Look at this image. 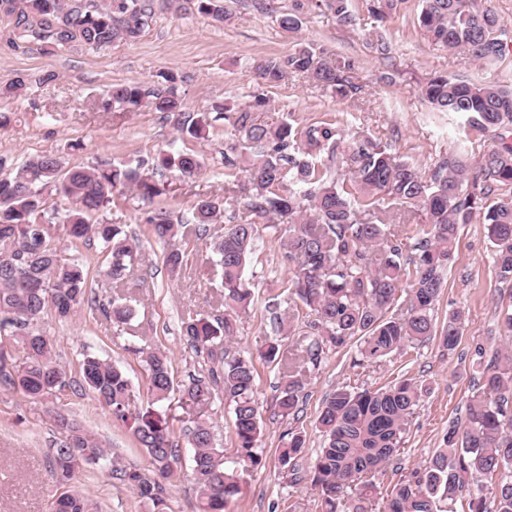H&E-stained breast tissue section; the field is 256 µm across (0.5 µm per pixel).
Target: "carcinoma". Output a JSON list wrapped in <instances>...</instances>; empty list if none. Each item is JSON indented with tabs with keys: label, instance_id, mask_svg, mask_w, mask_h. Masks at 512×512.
I'll return each mask as SVG.
<instances>
[{
	"label": "carcinoma",
	"instance_id": "1",
	"mask_svg": "<svg viewBox=\"0 0 512 512\" xmlns=\"http://www.w3.org/2000/svg\"><path fill=\"white\" fill-rule=\"evenodd\" d=\"M154 0H0L17 12L15 36L25 42L55 47L81 44L100 49L115 42H134L151 17ZM177 8L194 9L219 24L231 19L221 0H167ZM254 10L276 15L279 27L300 31L302 5L290 9L275 0H250ZM351 0H315V7L334 15L343 26L356 24ZM406 0H366L376 21L396 12ZM418 23L432 43L468 54L476 63L494 65L508 44L506 25L485 6V0H420ZM355 62L348 56L323 59L313 47L297 45L283 60H261L255 70L261 83L278 87L288 75L305 77L337 97L362 91L353 81ZM165 92L144 101L133 82L112 85L94 106L104 112H134L143 106L179 117L185 137H205L210 112L224 118L238 132L241 144L224 152L225 189L245 200L246 219L224 226L213 243L211 271L220 288L217 305L224 315L195 316L183 323L182 334L211 362L209 381L192 379L183 395L195 406L210 403L220 388L230 406L236 439L234 456L216 446L213 426L194 421L189 443L193 449L190 479L198 496L199 512H226L240 492V471L260 464L256 449L261 415L256 399L251 359L230 353L236 336V317L254 304L244 276L258 224L280 233V246L289 262L288 308L270 304L272 336L265 358L282 366L277 406L280 415L298 414L302 376L321 361L323 346L344 348L360 341L357 364L377 363L392 354L438 335L453 351L463 335V312L448 314L436 326L433 311L443 290L444 276L454 261L461 225L478 215L486 224L493 268L502 283L512 285V86L496 81L467 82L435 74L421 86V95L436 112L464 122V133H491V148L474 165L450 155L426 175L393 152L389 144L363 132L344 142L328 120L306 128L288 122L267 124L255 110L266 105L258 95L254 104L230 112L220 104L211 111L185 114L175 77L166 76ZM345 163L349 177L328 176L335 160ZM202 162L186 150L163 152L152 161L135 164L74 166L62 170L53 154L29 158L15 173L0 175V339L14 340L23 350L19 364H8L0 350V384L32 398L54 395L66 385L50 338L38 326L47 307L66 322L75 309L87 304L127 324L134 316L132 298L114 296L101 303L87 295L88 271L78 261L59 260L50 247L51 227L67 225L71 241L96 238L107 258L105 275L115 287L124 283L138 260L140 241L123 224L99 222L96 217L120 206L132 195L152 199L162 193L154 180L160 170L191 177ZM55 193L67 201L61 210L48 202ZM419 209L426 223L395 222L393 214ZM221 202L199 197L192 217H178L157 208L146 217L149 235L166 244L181 237L184 244L200 239L221 218ZM172 275L187 270L186 249L175 247L165 256ZM303 306L313 320L299 332L294 308ZM302 335L295 348L285 339ZM149 407L132 413L131 384L123 371L94 354L84 356L83 386L110 407L112 418L128 426L150 457L147 471L126 468L119 457L101 446L80 425L58 417L66 438L50 451V474L62 492L50 512H99V505L73 489L76 471L105 465L115 478L152 507L164 512L166 480L181 449L170 438L165 404L175 391L171 359L161 351L146 353ZM422 381L401 377L375 389L343 385L326 396L316 419L322 447L311 460V483L321 512H340L347 490L356 491L352 512H369L380 503L382 512H454L453 507L475 474L489 484L470 494L468 512H512V354L496 351L480 372L477 391L468 399L465 422L452 421L438 449L410 476L381 491L376 474L400 454L421 397ZM280 465L301 481L300 460L306 444L302 432L287 429Z\"/></svg>",
	"mask_w": 512,
	"mask_h": 512
}]
</instances>
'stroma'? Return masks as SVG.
Segmentation results:
<instances>
[{
  "instance_id": "stroma-1",
  "label": "stroma",
  "mask_w": 512,
  "mask_h": 512,
  "mask_svg": "<svg viewBox=\"0 0 512 512\" xmlns=\"http://www.w3.org/2000/svg\"><path fill=\"white\" fill-rule=\"evenodd\" d=\"M224 4L233 14L230 24H218L193 10L158 7L136 42L97 50L81 45L60 50L14 41L12 22L0 16V86L20 76L28 86L23 96L0 100V110L13 115L11 125L0 128V172L9 173L23 159L38 154L55 155L66 169L77 164L149 160L164 151L187 148L202 162L193 177L176 173L160 177L161 195L128 199L107 214L110 222L135 231L142 244V260L126 282L137 299L129 328L117 327L85 305L65 323L53 312H45L40 326L55 345L66 388L38 401L21 390L0 386V512H48L58 496L48 455L51 444L63 436L55 421L59 414L85 426L125 464L149 468V456L131 431L113 421L95 393L80 387L83 355L91 352L121 367L139 408L148 400L140 349L163 350L172 361L176 384L205 376L208 366L188 345L181 327L187 316L217 314L215 285L201 269L182 278L170 277L163 262L165 249L149 236L143 219L162 204L175 214H188L201 196L223 198L229 217L244 210L243 199L224 195V149L235 138L227 123L215 121L206 139L188 140L180 137L173 118L164 113L147 107L135 112L90 111L84 100L100 97L110 84L119 82L162 90L166 87L162 75L171 72L187 111L199 112L215 102L243 106L262 93L269 99L261 113L265 121L288 120L304 127L335 118L339 134H370L389 143L403 160L428 171L456 151L457 122L431 112L419 95L421 84L434 74L512 84V50L493 68L484 69L469 55L452 54L431 44L417 23L419 0H406L382 24L369 18L365 0H352L358 21L350 27L339 25L330 13L307 9L302 29L294 35L281 30L274 15L255 11L250 0H224ZM379 35L392 47L390 61L379 60L371 49ZM299 43L330 57L353 58L354 80L364 87L359 99H338L301 77L264 88L254 72L255 63L286 57ZM50 72L56 78L49 82L45 76ZM52 235L62 259L75 258L88 267L92 295L103 302L111 298V281L98 273L104 261L99 241L70 242L60 224ZM245 276L255 292V304L241 319L233 351L254 359L256 399L263 420L258 449L262 461L244 474L241 492L227 512H319L310 481L295 485L280 471L278 450L285 430L293 427L305 432V457L313 459L322 444L316 417L331 391L352 381L376 388L401 376L413 377L424 381L428 391L411 420L397 461L376 477L381 488H390L442 446L451 421L464 417L480 373L475 347L481 344L490 351L512 347V338L495 333L500 314L512 305V287L497 280L486 228L475 220L460 230L455 260L434 311L440 324L447 321L449 312L463 310L464 333L458 347L448 350L434 336L407 354L361 366L354 363L357 344L326 350L319 367L304 379L297 418L287 420L276 405L279 370L259 357L270 332L268 300L288 292V261L273 229L263 227L256 234ZM171 414L170 432L181 457L168 481L167 512H196L197 492L187 478L192 455L189 430L195 418L210 421L217 446L233 454L231 415L220 391L211 405L201 409L173 399ZM75 485L100 504L101 512H148L126 486L100 469L80 470Z\"/></svg>"
}]
</instances>
